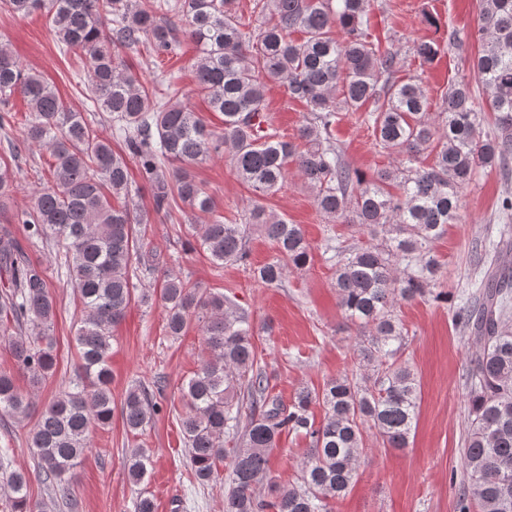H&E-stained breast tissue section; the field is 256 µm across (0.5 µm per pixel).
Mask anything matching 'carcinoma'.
Returning a JSON list of instances; mask_svg holds the SVG:
<instances>
[{"instance_id":"cac0c4a2","label":"carcinoma","mask_w":512,"mask_h":512,"mask_svg":"<svg viewBox=\"0 0 512 512\" xmlns=\"http://www.w3.org/2000/svg\"><path fill=\"white\" fill-rule=\"evenodd\" d=\"M235 0H0L14 15L46 13L63 52L83 56L90 67L88 99L113 114L125 153L99 138L82 113L67 107L57 91L23 67L0 41V105L16 92L30 108L24 128L29 145L54 159L52 181L21 212L31 244L66 248L64 275L82 306L76 328L80 363L67 390L38 402L36 390L53 376L56 355L51 332L55 298L42 264L32 260L0 224V269L11 286L0 293V347L31 389H20L11 371H0V414L27 419L37 412L27 445L37 460V477L55 496L68 500V478L88 453L89 428L112 422L113 329L132 301H160L168 335L179 336L190 320L202 328L209 356L181 389L178 413L192 475L201 485L221 481L224 440L236 441L229 460L232 488L224 512H331L357 482L372 432L384 448H406L417 416L419 386L403 358L407 330L397 317L403 303L438 290L440 264L433 245L456 222L460 189L481 170L508 167L512 160V0H478L480 49L471 59L487 110L475 105L466 80L452 85L440 112H428L418 83L396 80L395 56L370 40V0H254L269 22L249 29ZM341 36H332V29ZM301 33L293 39L290 34ZM197 47L192 72L208 108L224 115V127L209 128L187 101L171 102L172 82L145 86L117 48L143 44L156 54H175L182 38ZM287 87L310 117L298 145L267 126L266 90ZM366 112L378 144L398 165L367 179L344 159L335 130L340 110ZM492 133H483L487 118ZM434 152L433 163L419 165ZM137 163L153 191L157 212L178 204L204 214L190 236L217 268L235 263L254 279L276 287L286 269L302 270L311 245L298 224L261 203L287 181L294 164L315 192L320 214L330 224H358L368 242L336 244L334 288L345 319L356 326L359 369L300 391L285 406L268 397V377L253 342L249 316L232 297L202 288L188 277L164 273L158 288H139L153 271L145 235L135 225L148 215L130 208L126 157ZM228 158L237 177L256 194L245 224L226 223L212 198L186 166ZM121 200L114 206L110 197ZM259 231L278 256L250 265L247 241ZM480 348L467 369L470 419L464 439L467 482L458 489V512H512V269L489 276L481 297L459 310ZM324 408L316 422L310 405ZM160 410L146 388H131L122 404L129 432L142 431ZM285 431L301 433L311 453L288 487L270 475V454ZM12 449L0 448L3 512H52L31 498L29 476L11 468ZM152 465L147 448L130 452V480L141 482ZM267 484L269 497L256 493Z\"/></svg>"}]
</instances>
